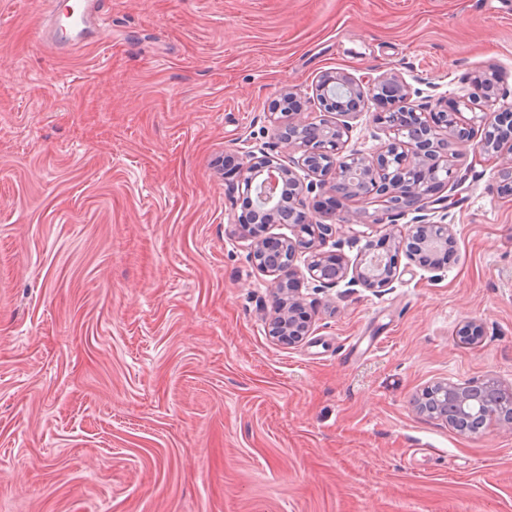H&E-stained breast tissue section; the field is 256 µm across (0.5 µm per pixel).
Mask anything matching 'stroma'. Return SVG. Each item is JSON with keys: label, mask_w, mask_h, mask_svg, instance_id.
I'll list each match as a JSON object with an SVG mask.
<instances>
[{"label": "stroma", "mask_w": 512, "mask_h": 512, "mask_svg": "<svg viewBox=\"0 0 512 512\" xmlns=\"http://www.w3.org/2000/svg\"><path fill=\"white\" fill-rule=\"evenodd\" d=\"M47 0H0V512H512V430L420 413L439 381L512 390V196L462 149L446 210L361 224L328 249L418 218L455 251L399 256L389 288L304 277L298 343L268 333L274 275L220 163L287 162L267 112L310 120L319 76L397 73L419 105L503 77L512 0H107L78 48H43ZM368 101L345 150L386 134ZM477 323L481 334L464 343Z\"/></svg>", "instance_id": "1"}]
</instances>
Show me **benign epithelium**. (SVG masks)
<instances>
[{
	"label": "benign epithelium",
	"instance_id": "1",
	"mask_svg": "<svg viewBox=\"0 0 512 512\" xmlns=\"http://www.w3.org/2000/svg\"><path fill=\"white\" fill-rule=\"evenodd\" d=\"M499 83L496 69L481 71L474 75L469 94L456 99L451 108L438 110L415 105L410 85L396 74L385 73L363 83L349 73L327 71L315 85L316 102L323 112L319 123L298 112L288 114L285 126L274 122L289 164L251 151L245 162L234 166L231 174L238 185L255 193V208L263 216V224L282 223L284 211L300 217L295 225L297 238H258L250 255L260 271L273 273L275 256L285 247L289 250L288 266L275 281L272 335L300 341L308 332L293 299L300 274L293 263L301 250L309 253L305 263L308 274L324 288L348 277L370 288H386L398 278L396 265L379 255L370 240L354 264L325 250L336 235L335 222H362L359 214L343 209V201L375 195L390 219L406 210L444 204L448 197L439 196V189L453 178L454 162L460 157L456 147L472 140L473 129L482 134L478 150L498 160L501 192L512 195V111H492L500 95ZM370 97L386 104L375 121L391 137L373 156L357 151L346 154L343 138L350 131L349 121L361 114ZM316 190L330 195L334 206L330 224L308 218L306 199ZM409 235L416 239L417 248L407 251L408 259L427 270L440 269V255L454 248L446 224H414ZM429 400L440 407L453 404L460 416L476 413L485 426L512 427V413H507L512 408V392L504 391L493 379L470 384L439 382L416 400L418 411L426 412Z\"/></svg>",
	"mask_w": 512,
	"mask_h": 512
}]
</instances>
